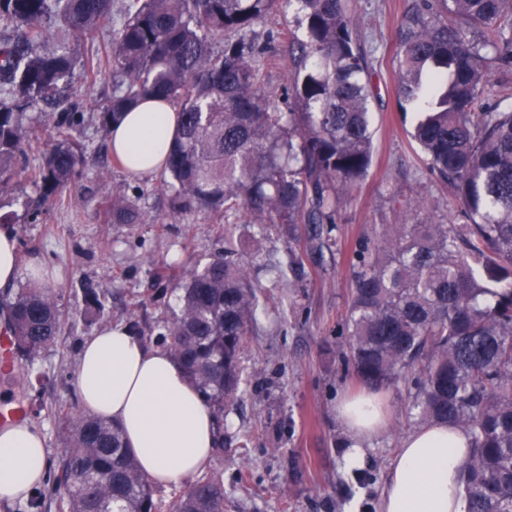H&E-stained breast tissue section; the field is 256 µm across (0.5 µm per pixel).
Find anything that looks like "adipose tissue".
Segmentation results:
<instances>
[{"label": "adipose tissue", "mask_w": 512, "mask_h": 512, "mask_svg": "<svg viewBox=\"0 0 512 512\" xmlns=\"http://www.w3.org/2000/svg\"><path fill=\"white\" fill-rule=\"evenodd\" d=\"M176 121L170 105L146 103L113 126L110 149L132 174L161 170ZM24 272L38 283L50 278L44 263L21 266L15 236L0 228V287ZM76 385L81 407L122 427L128 448L158 486L180 485L211 460L216 437L209 407L164 348L147 346L127 326L107 325L80 344ZM336 412L355 446L345 466L363 469L364 442L387 424L380 399L366 391L340 401ZM468 453L469 439L460 428L441 424L412 431L384 482L378 512H467L461 464ZM46 471L45 437L36 424L26 420L0 429V501L27 499Z\"/></svg>", "instance_id": "obj_1"}]
</instances>
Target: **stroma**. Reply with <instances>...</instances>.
Segmentation results:
<instances>
[{
  "label": "stroma",
  "mask_w": 512,
  "mask_h": 512,
  "mask_svg": "<svg viewBox=\"0 0 512 512\" xmlns=\"http://www.w3.org/2000/svg\"><path fill=\"white\" fill-rule=\"evenodd\" d=\"M412 0H348L358 41L371 67L375 154L367 176L343 199L336 217L341 246L351 251L377 224H396L402 204L432 200L417 209L414 222L438 220L450 213L462 223L449 191L421 174V154L408 131L411 120L400 112L396 95L397 25ZM286 10L255 29L259 44H270L281 63L262 68L271 87L286 82L288 43L269 40V32L293 20ZM66 105L36 115L33 146L26 167L39 161L40 142L54 135L67 112L69 129L89 159L83 176L55 200L38 202L31 185L15 182L0 192V214L17 217L12 225L22 260L40 258L54 273L64 320L55 343L34 357H19L15 372H0V402L14 398L30 407L43 430L48 460L65 447L70 416L81 412L76 387L80 343L102 326L127 321L137 313V331L154 343L158 326L180 308L177 283L186 270L206 264L225 248L224 226L212 215L195 212L171 224L166 199L158 190L160 174L134 177L113 159L99 107L112 95L111 73L88 84L82 68L70 78ZM107 183H100L99 174ZM138 199L149 215L144 224H115L108 217L112 195ZM238 243L252 278L264 288L254 331L240 354L242 382L237 398L224 409V451L211 464L224 477V512H376L386 475L401 440L416 425L397 388L384 389L391 416L387 428L366 442V466L358 474L344 469L351 441L336 414L338 399L359 388L344 369L348 340L341 333L347 314L350 273L335 254L307 255L277 226L258 230L238 225ZM96 288L102 308L84 313L83 291Z\"/></svg>",
  "instance_id": "stroma-1"
}]
</instances>
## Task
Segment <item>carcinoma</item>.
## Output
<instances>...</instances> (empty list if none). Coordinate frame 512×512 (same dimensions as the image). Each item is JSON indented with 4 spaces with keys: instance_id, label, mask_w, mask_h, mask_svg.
<instances>
[{
    "instance_id": "1",
    "label": "carcinoma",
    "mask_w": 512,
    "mask_h": 512,
    "mask_svg": "<svg viewBox=\"0 0 512 512\" xmlns=\"http://www.w3.org/2000/svg\"><path fill=\"white\" fill-rule=\"evenodd\" d=\"M286 5L296 26L290 87L279 93L246 35ZM113 8L0 0V23L15 26L0 36V189L29 145L27 113L62 102L78 61L92 82L106 63L116 89L99 112L104 131L148 97L178 112L158 186L170 221L239 215L290 240L307 224V251L338 244L337 208L374 152L371 73L345 0H128L112 53L80 59L77 47L112 25ZM397 42L399 107L414 112L425 171L450 186L465 223L382 224L377 241L358 242L343 359L366 386H401L417 422L468 433L467 512H512V112L492 111L487 67L512 70V0H414ZM83 167L61 128L28 179L54 199ZM109 216L144 223L126 196L112 198ZM235 252L231 243L188 273L179 314L157 337L211 408L219 443L261 294ZM7 309L17 351L54 344L62 312L51 286L22 289ZM66 430L52 477L60 512H161L118 424L78 415ZM170 512H224L223 473L189 482Z\"/></svg>"
}]
</instances>
